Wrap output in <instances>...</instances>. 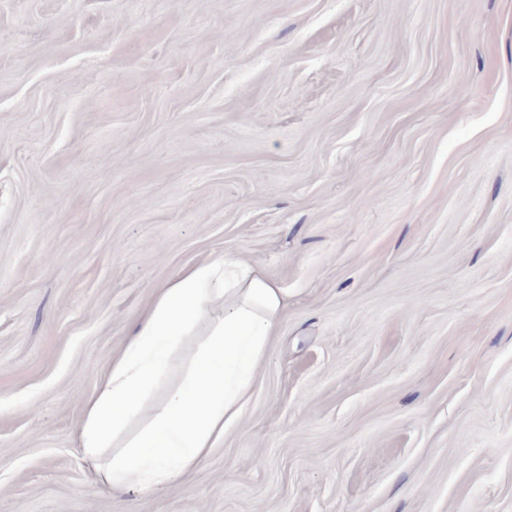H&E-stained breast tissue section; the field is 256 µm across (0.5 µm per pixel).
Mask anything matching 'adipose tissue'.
<instances>
[{"label": "adipose tissue", "mask_w": 512, "mask_h": 512, "mask_svg": "<svg viewBox=\"0 0 512 512\" xmlns=\"http://www.w3.org/2000/svg\"><path fill=\"white\" fill-rule=\"evenodd\" d=\"M286 306L284 288L231 254L161 288L86 406L79 443L101 486L149 494L188 475L240 418ZM201 326L192 367L138 425L172 353Z\"/></svg>", "instance_id": "1"}]
</instances>
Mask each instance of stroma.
<instances>
[{
	"label": "stroma",
	"instance_id": "stroma-1",
	"mask_svg": "<svg viewBox=\"0 0 512 512\" xmlns=\"http://www.w3.org/2000/svg\"><path fill=\"white\" fill-rule=\"evenodd\" d=\"M288 294L238 423L109 492L160 288ZM0 512H512V0H0Z\"/></svg>",
	"mask_w": 512,
	"mask_h": 512
}]
</instances>
